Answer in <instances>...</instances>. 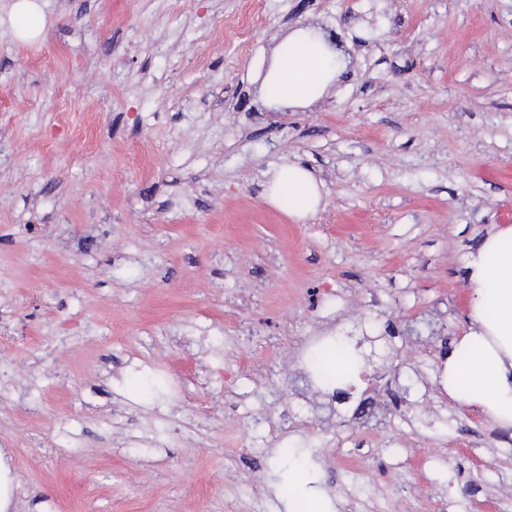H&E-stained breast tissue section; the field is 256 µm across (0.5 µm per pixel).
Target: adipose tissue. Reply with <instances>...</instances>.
I'll return each instance as SVG.
<instances>
[{"label":"adipose tissue","instance_id":"obj_1","mask_svg":"<svg viewBox=\"0 0 512 512\" xmlns=\"http://www.w3.org/2000/svg\"><path fill=\"white\" fill-rule=\"evenodd\" d=\"M265 77V91L277 104L301 105L323 95L333 77V54L317 34L306 30L288 38ZM267 200L287 199L298 221L312 216L322 201L321 184L297 164L274 169ZM470 325L448 355L442 383L449 396L478 408L496 424L512 427V226L497 229L478 245L469 261ZM285 512H332L328 501L295 470L278 485Z\"/></svg>","mask_w":512,"mask_h":512}]
</instances>
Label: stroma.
<instances>
[{"mask_svg": "<svg viewBox=\"0 0 512 512\" xmlns=\"http://www.w3.org/2000/svg\"><path fill=\"white\" fill-rule=\"evenodd\" d=\"M0 0V458L11 512H498L512 429L442 366L468 261L512 218V0ZM249 15V46L224 23ZM339 42L322 97L271 108L298 27ZM321 182L303 221L270 172ZM319 336L377 358L330 406ZM372 396L383 422L359 424ZM446 459L426 464L425 452ZM15 23L18 29L38 34L44 25L43 13L35 0H20L15 5ZM310 477L303 470H294L288 481L277 487L286 512H333L328 501L309 486Z\"/></svg>", "mask_w": 512, "mask_h": 512, "instance_id": "obj_1", "label": "stroma"}]
</instances>
